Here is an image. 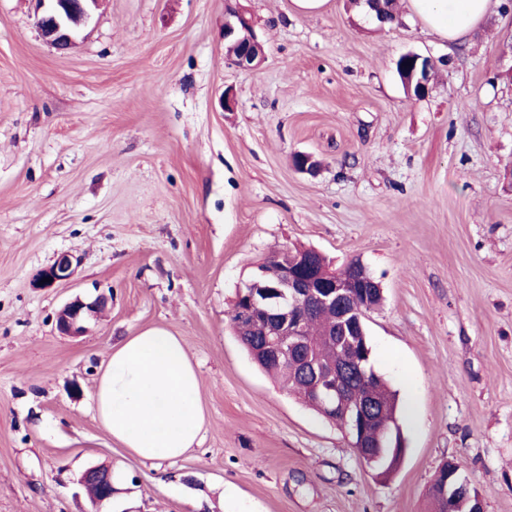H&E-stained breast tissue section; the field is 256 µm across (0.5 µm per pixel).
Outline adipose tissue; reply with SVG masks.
<instances>
[{
  "label": "adipose tissue",
  "instance_id": "obj_1",
  "mask_svg": "<svg viewBox=\"0 0 512 512\" xmlns=\"http://www.w3.org/2000/svg\"><path fill=\"white\" fill-rule=\"evenodd\" d=\"M500 0H407L423 25L454 41L470 33ZM113 442L150 461H168L199 442L206 415L200 379L184 341L162 329L128 337L112 349L92 393Z\"/></svg>",
  "mask_w": 512,
  "mask_h": 512
}]
</instances>
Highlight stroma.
<instances>
[{
	"label": "stroma",
	"instance_id": "35a3bbf8",
	"mask_svg": "<svg viewBox=\"0 0 512 512\" xmlns=\"http://www.w3.org/2000/svg\"><path fill=\"white\" fill-rule=\"evenodd\" d=\"M233 9L256 69L225 54ZM410 50L436 62L420 96L396 71ZM511 69L512 10L447 41L352 0H101L60 53L35 0H0V512H429L448 460L512 512ZM293 244L382 285L367 327L406 438L390 475L230 326L241 281ZM63 253L72 279L37 287ZM100 294L86 333L56 330ZM152 328L183 338L207 415L174 461L133 456L91 410L108 351ZM101 463L124 481L96 503L79 478ZM106 298L98 295L93 301L86 302L80 297L66 303L59 311L56 318L57 330L68 336H78L87 331L84 326L89 316L100 312L105 308Z\"/></svg>",
	"mask_w": 512,
	"mask_h": 512
}]
</instances>
